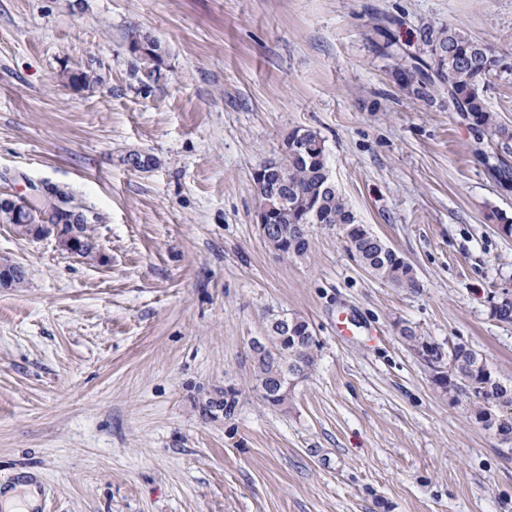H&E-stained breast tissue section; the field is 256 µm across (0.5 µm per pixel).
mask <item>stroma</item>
<instances>
[{"mask_svg": "<svg viewBox=\"0 0 512 512\" xmlns=\"http://www.w3.org/2000/svg\"><path fill=\"white\" fill-rule=\"evenodd\" d=\"M384 15L408 50L451 22L512 62V0H0V199L59 187L101 248L0 221L26 275L0 287V491L28 472L41 512H512V448L400 333L512 376L492 309L512 237L490 218L512 194L457 114L396 80ZM73 68L95 84L68 87ZM299 129L416 287L370 276L333 231L288 259L262 239L253 173ZM294 314L317 365L271 407L251 342Z\"/></svg>", "mask_w": 512, "mask_h": 512, "instance_id": "obj_1", "label": "stroma"}]
</instances>
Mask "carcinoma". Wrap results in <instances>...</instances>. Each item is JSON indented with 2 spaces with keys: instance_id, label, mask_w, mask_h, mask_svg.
<instances>
[{
  "instance_id": "obj_1",
  "label": "carcinoma",
  "mask_w": 512,
  "mask_h": 512,
  "mask_svg": "<svg viewBox=\"0 0 512 512\" xmlns=\"http://www.w3.org/2000/svg\"><path fill=\"white\" fill-rule=\"evenodd\" d=\"M382 40V54L394 60L395 78L415 97L434 102V93L442 89L447 97L448 111L456 113L474 132L473 154L481 160L499 189L512 192V166L499 156V151L485 145V137H496L503 145L512 141V130L501 125L495 113L488 110L484 86L489 77L512 68L489 45L472 37L454 24L439 28L428 27L421 39L422 48L408 53L385 24L374 26ZM300 138L305 150L288 148V156L278 162L287 179L285 207L281 224H311L315 217L332 221L343 238H349L348 248L358 264L374 278L397 288H412L416 280L410 275L411 266L401 260V254L387 250L382 239L361 224L352 207L335 188L324 190L323 178L330 168L325 140L312 129L296 130L288 140ZM70 194L56 186L47 188L43 202L32 206L34 219L46 220L53 201ZM291 331L270 326L260 341V356L253 357L254 389H262L272 376L282 378L279 390L293 387V381L309 378L316 365L318 349L308 334L309 323L294 317ZM458 377L456 382H443L440 387L454 400L468 401L472 417L486 430L494 424L512 427V378L495 376L487 382L482 375L487 358L473 348L462 345L454 350Z\"/></svg>"
}]
</instances>
